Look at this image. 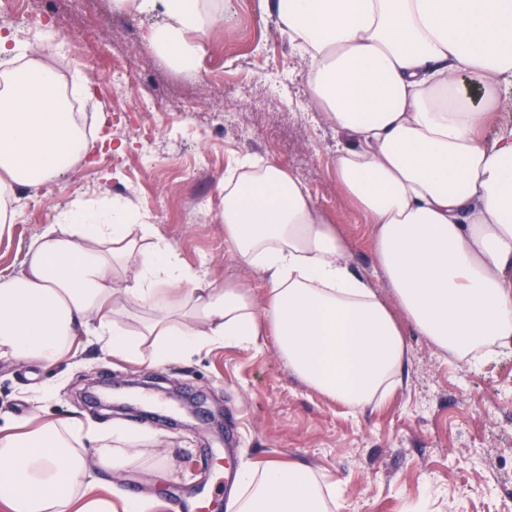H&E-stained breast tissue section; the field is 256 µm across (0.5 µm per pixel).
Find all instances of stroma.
<instances>
[{
    "mask_svg": "<svg viewBox=\"0 0 512 512\" xmlns=\"http://www.w3.org/2000/svg\"><path fill=\"white\" fill-rule=\"evenodd\" d=\"M36 25L1 29L34 41L50 28L63 54L44 49L63 78L82 73L91 95L84 106L99 138L90 159L65 176L23 189L9 235L0 237V273H17L32 241L68 205H94L119 195L139 205L147 223L208 279L243 281L263 298L266 279L238 263L218 218L220 187L235 160L250 155L289 170L328 213L346 240L353 270L374 276V230L340 192L332 156L335 128L308 109L307 61L266 0H224V20L203 44L195 76H186L147 44L154 15L116 13L92 41L85 0H41ZM132 83L150 124L116 134L107 119L116 84ZM123 152H113L115 144ZM408 353L402 383L379 405L354 413L306 386L280 359L273 337L260 348L216 346L163 366L103 354L90 336L75 355L50 365L0 361V424L32 414L78 416L103 427L143 434L140 454L117 485L151 495L153 512H170L177 497L205 488L226 505L224 432L240 429L233 469L271 461L300 463L335 485L329 512H512V350L468 368L440 352L403 321ZM162 377L174 392L200 394L198 416L176 425L139 419L132 410L88 400L92 386ZM49 384L56 395L42 399Z\"/></svg>",
    "mask_w": 512,
    "mask_h": 512,
    "instance_id": "obj_1",
    "label": "stroma"
}]
</instances>
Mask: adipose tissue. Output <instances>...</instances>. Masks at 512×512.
Wrapping results in <instances>:
<instances>
[{
    "instance_id": "ef3b65f1",
    "label": "adipose tissue",
    "mask_w": 512,
    "mask_h": 512,
    "mask_svg": "<svg viewBox=\"0 0 512 512\" xmlns=\"http://www.w3.org/2000/svg\"><path fill=\"white\" fill-rule=\"evenodd\" d=\"M220 0H113L162 17L146 40L196 69ZM307 58L309 106L347 136L332 166L342 194L374 226L377 276L351 268L344 238L280 165L243 157L224 179V234L261 269L256 301L243 282L201 278L113 196L72 204L0 276V361L52 363L78 337L130 362L163 365L213 344L258 346L272 333L307 386L359 411L394 389L403 332L379 296L434 346L469 364L512 347V132L487 139L512 75V0H267ZM31 63L0 79V236L18 187L53 179L93 152L59 93ZM134 268L133 276L117 269ZM149 312L139 329L129 306ZM139 436L78 417L33 415L0 427V512H151L101 491ZM229 512H327L307 467L240 468Z\"/></svg>"
}]
</instances>
